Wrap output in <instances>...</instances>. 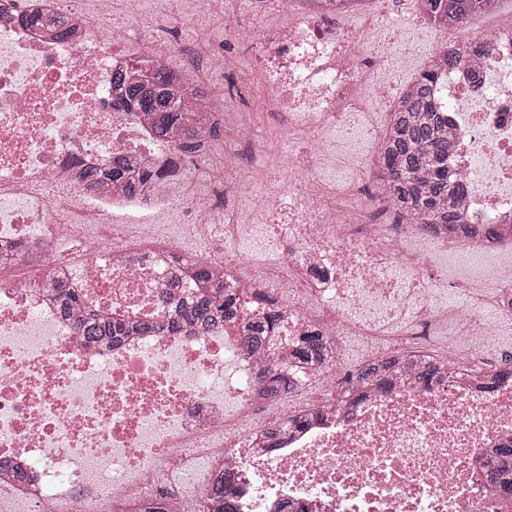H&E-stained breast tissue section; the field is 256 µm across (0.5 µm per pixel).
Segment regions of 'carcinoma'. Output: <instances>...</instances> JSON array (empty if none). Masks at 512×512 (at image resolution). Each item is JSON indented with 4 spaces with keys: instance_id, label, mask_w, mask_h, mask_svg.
Instances as JSON below:
<instances>
[{
    "instance_id": "1",
    "label": "carcinoma",
    "mask_w": 512,
    "mask_h": 512,
    "mask_svg": "<svg viewBox=\"0 0 512 512\" xmlns=\"http://www.w3.org/2000/svg\"><path fill=\"white\" fill-rule=\"evenodd\" d=\"M429 21L444 29L467 25L475 16L494 10L500 0H422ZM477 52V44L469 39L452 43V50L436 55L430 69L422 72L398 97L389 130L384 136L385 172L380 174L383 187L392 206L423 226L460 224L457 209L460 183L448 178L450 135L448 123L442 118L438 80L444 71L460 66ZM170 72L138 65L133 72L112 73V85L122 93L126 108L153 115L155 135L164 140L184 132L185 138L176 144L179 155L198 153L203 144L219 135L218 124L206 121L199 126L187 123L181 99L170 89ZM160 176L151 168L131 169L118 157L104 170L92 169L87 179L95 183L108 180L128 189L140 186ZM183 267L197 281L195 291L175 300L176 315L167 321L125 322L106 318L84 307L80 293L69 288L62 279H53V288L60 311L67 315L78 312V336L88 344L111 346L130 336H154L179 325L189 323L214 328L236 318L239 304L224 288L222 273H212L202 266L183 262ZM277 314H266L247 321L243 326V341L255 351L262 347ZM294 356L298 362L317 366L336 357V349L317 334L300 338ZM385 367H366L354 379L359 388L386 384ZM264 390L274 397L297 390L296 376L285 369H274L261 377ZM494 459L504 462L491 470L496 492L512 503V447L497 450ZM207 512H237L235 487L226 481L224 471L213 474L207 492Z\"/></svg>"
}]
</instances>
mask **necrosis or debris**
Returning a JSON list of instances; mask_svg holds the SVG:
<instances>
[{"mask_svg":"<svg viewBox=\"0 0 512 512\" xmlns=\"http://www.w3.org/2000/svg\"><path fill=\"white\" fill-rule=\"evenodd\" d=\"M0 0V472L25 478L5 489L24 512H141L165 498L169 512H205L214 470L238 492L239 512H499L484 468L512 446V382L486 388L481 372L494 310L512 322V266L440 315L448 283L426 248L480 259L512 247V24L479 35V79L450 71L443 117L459 179L463 223L422 230L408 219L379 223L362 192L367 171L326 184L322 132L363 123L366 101L387 110L394 73L380 47L391 25L367 10L351 25L337 0H251L227 36L247 51L239 87L263 80L278 131L302 152H273L255 138L252 114L232 89L211 93L173 66L174 44L140 53L136 17L112 22V0ZM69 17L67 33L24 14ZM147 58L173 73L184 109L205 120L224 112V138L206 161L179 156L150 131V115L114 100L112 72ZM121 156L175 170L150 187L88 186L87 164ZM206 187L196 190L195 176ZM223 188L216 214L210 188ZM180 202L183 223L204 227L213 245L192 260L224 267L242 317L273 300L277 322L262 356L248 353L239 326L192 324L117 347L84 346L48 287L63 276L87 306L125 321L163 316L164 293L180 267L175 238L153 222ZM271 224L273 262L255 271L240 255L226 264L215 242L232 241L244 215ZM497 227L489 242L485 225ZM319 333L336 359L297 370L321 395L301 404L303 428L288 424L292 395L267 398L262 369L288 364L297 340ZM363 345L355 368L403 350L428 357L454 347L441 380L388 368V389L342 399L347 346ZM276 448H267L268 431Z\"/></svg>","mask_w":512,"mask_h":512,"instance_id":"4bbe7bcc","label":"necrosis or debris"}]
</instances>
